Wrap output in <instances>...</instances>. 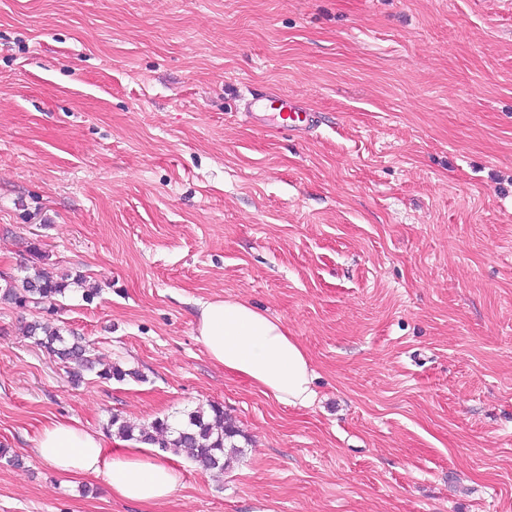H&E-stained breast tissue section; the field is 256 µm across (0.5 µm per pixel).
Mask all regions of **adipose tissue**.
Segmentation results:
<instances>
[{
	"label": "adipose tissue",
	"mask_w": 512,
	"mask_h": 512,
	"mask_svg": "<svg viewBox=\"0 0 512 512\" xmlns=\"http://www.w3.org/2000/svg\"><path fill=\"white\" fill-rule=\"evenodd\" d=\"M198 339L212 361L279 404H312L314 371L309 357L281 320L246 302L217 297L199 304ZM36 453L59 473L101 480L113 496L147 507L171 500L181 487L173 453L140 444L115 452L102 435L73 420L45 425Z\"/></svg>",
	"instance_id": "adipose-tissue-1"
}]
</instances>
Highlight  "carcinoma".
I'll return each mask as SVG.
<instances>
[{"label": "carcinoma", "instance_id": "carcinoma-1", "mask_svg": "<svg viewBox=\"0 0 512 512\" xmlns=\"http://www.w3.org/2000/svg\"><path fill=\"white\" fill-rule=\"evenodd\" d=\"M69 283L57 280L42 269L20 279L3 277L0 283V299L25 307L54 310L55 298L65 293ZM25 335L35 339L40 347L57 358L67 369L70 381L79 383L85 371H97V376L105 379L124 381L126 378L142 379L135 370H125L119 365H111L96 370L98 361L92 357L91 345L78 336L70 339L63 335V329L50 321L35 320L24 326ZM107 430L117 438L133 440L139 444L159 446L178 456H184L206 470L222 472L241 454L236 438L240 431L224 413V408L211 404L208 409L199 408L174 424L169 418L156 419L150 424L133 430L125 421L114 415Z\"/></svg>", "mask_w": 512, "mask_h": 512}]
</instances>
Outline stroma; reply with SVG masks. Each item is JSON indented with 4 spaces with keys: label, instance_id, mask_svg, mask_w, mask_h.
I'll list each match as a JSON object with an SVG mask.
<instances>
[{
    "label": "stroma",
    "instance_id": "obj_1",
    "mask_svg": "<svg viewBox=\"0 0 512 512\" xmlns=\"http://www.w3.org/2000/svg\"><path fill=\"white\" fill-rule=\"evenodd\" d=\"M303 101L315 128L246 117ZM84 276L0 301V512H142L43 465L218 404L224 472L180 459L153 512H512V0H0V271ZM284 322L310 407L214 364L196 303ZM43 318L140 379L64 367Z\"/></svg>",
    "mask_w": 512,
    "mask_h": 512
}]
</instances>
